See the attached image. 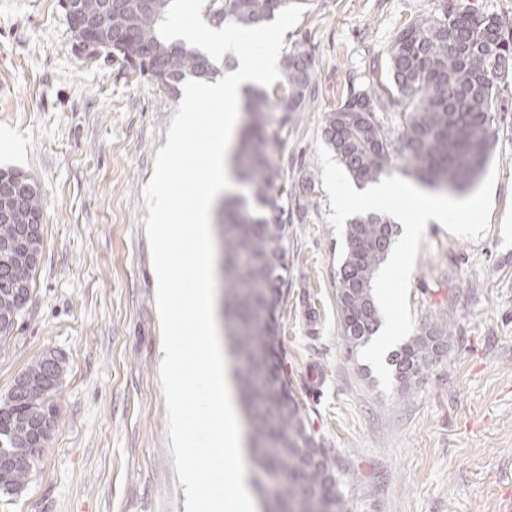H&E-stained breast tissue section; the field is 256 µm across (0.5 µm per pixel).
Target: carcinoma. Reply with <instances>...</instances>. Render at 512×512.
<instances>
[{
	"instance_id": "obj_1",
	"label": "carcinoma",
	"mask_w": 512,
	"mask_h": 512,
	"mask_svg": "<svg viewBox=\"0 0 512 512\" xmlns=\"http://www.w3.org/2000/svg\"><path fill=\"white\" fill-rule=\"evenodd\" d=\"M170 0L159 10L132 6L126 28L142 50H164L167 72L178 78L208 79L213 60L183 43L163 40L158 25ZM290 0H224V22L246 27L273 19ZM512 72V25L494 14L472 9L466 0L443 3L441 13L405 26L396 36L388 62L389 84L373 93H353L325 113L324 137L349 174L374 183L390 169L415 171L420 181L439 191L470 189L495 142L493 102ZM313 73L299 54L282 59L281 80L271 90L254 89L245 102L248 120L233 163L248 197L224 201V316L236 349L240 400L249 414L250 451L259 467L279 476L275 489L279 512H346L342 476L308 432L288 377L277 362L276 312L288 287V224L283 219L288 195L311 190L303 179L291 188L273 157V147L288 133L294 114L305 111ZM381 111L401 112L392 131ZM281 114L271 125L269 114ZM7 206L16 222L0 224V316L17 317L30 291L37 264L21 261L15 248L28 211L40 212L44 200L37 185L13 183ZM397 227L381 213L358 215L345 226L347 250L337 269L336 300L342 337L349 352L366 345L381 325L373 281L387 259ZM451 319L426 320L417 334L388 356L398 385L409 388L447 351ZM55 364L44 356L24 375L44 383L30 392H10L0 402V456L21 448L44 447V432L56 418L55 389L46 382ZM31 467L18 466L0 476V493L21 490Z\"/></svg>"
}]
</instances>
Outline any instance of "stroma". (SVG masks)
Here are the masks:
<instances>
[{
    "instance_id": "1",
    "label": "stroma",
    "mask_w": 512,
    "mask_h": 512,
    "mask_svg": "<svg viewBox=\"0 0 512 512\" xmlns=\"http://www.w3.org/2000/svg\"><path fill=\"white\" fill-rule=\"evenodd\" d=\"M443 0H309L284 35L307 58L312 103L276 147L289 182L280 364L311 434L345 475L347 512H512V78L496 92L489 227L430 224L410 278L415 323L444 313L448 350L384 393L349 354L336 305L345 251L327 217L324 115L388 81V51ZM123 61L80 53L62 0H0V170L45 202L27 303L0 337V400L43 353L63 365L56 419L0 512H186L159 371L162 336L143 189L180 105Z\"/></svg>"
}]
</instances>
